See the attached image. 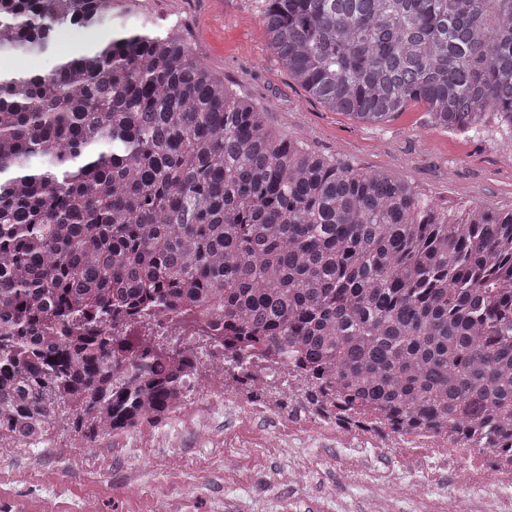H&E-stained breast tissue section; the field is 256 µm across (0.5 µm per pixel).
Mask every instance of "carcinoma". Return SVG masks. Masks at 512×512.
<instances>
[{"label": "carcinoma", "mask_w": 512, "mask_h": 512, "mask_svg": "<svg viewBox=\"0 0 512 512\" xmlns=\"http://www.w3.org/2000/svg\"><path fill=\"white\" fill-rule=\"evenodd\" d=\"M118 0H0V52L92 55L0 69V439L54 421L93 441L163 416L197 349L143 327L224 322L206 342L331 376L351 407L512 443V209H440L309 151L227 92L190 43L105 22ZM278 63L325 108L380 126L512 125V0H265ZM182 312V310H180ZM172 317V320H171ZM187 317V314L179 313V314H172L170 315V319L167 318H161L158 320V324L155 328V336H196L194 334L190 335H173L171 334V327L179 323L177 321L181 320L182 318ZM176 321V322H175ZM194 325V324H193ZM194 327V333L197 334L196 338L198 336H206L205 334L211 333L213 336H222L224 334V323H219L212 320L211 318H206L198 320V323L193 326Z\"/></svg>", "instance_id": "1"}]
</instances>
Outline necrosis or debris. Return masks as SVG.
Returning a JSON list of instances; mask_svg holds the SVG:
<instances>
[{"mask_svg":"<svg viewBox=\"0 0 512 512\" xmlns=\"http://www.w3.org/2000/svg\"><path fill=\"white\" fill-rule=\"evenodd\" d=\"M336 381L313 388L288 361L262 365L254 352L203 359L184 380L169 427L152 442L137 433L120 445L135 456L149 448H177L184 429L212 444L252 448L287 458L278 485L301 490L323 465V449L336 451V481L361 491V512H512V452L466 441L458 428L421 426L370 407L347 409ZM240 439L219 438L218 422ZM455 476L443 489V476Z\"/></svg>","mask_w":512,"mask_h":512,"instance_id":"obj_1","label":"necrosis or debris"}]
</instances>
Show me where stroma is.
Wrapping results in <instances>:
<instances>
[{"label":"stroma","instance_id":"1","mask_svg":"<svg viewBox=\"0 0 512 512\" xmlns=\"http://www.w3.org/2000/svg\"><path fill=\"white\" fill-rule=\"evenodd\" d=\"M265 0H126L115 9L113 29L129 25L175 28L209 69L240 96L267 108L278 135L302 139L313 151L354 166L386 169L411 183L422 197L449 209L473 203L512 209V133L496 116L482 130L463 132L431 125L422 106L409 107L380 126L332 112L288 75L269 50L260 13ZM176 463L159 455L133 457L111 438L75 445L65 429H51L47 445L0 444V512H38L40 502L64 488L65 512L92 502L93 512H152L157 496L173 512H231L224 491V458L232 456L256 498L281 460L249 449L223 451L197 445L185 432ZM335 488L334 470H324L303 491L282 489L292 512H322V496Z\"/></svg>","mask_w":512,"mask_h":512}]
</instances>
